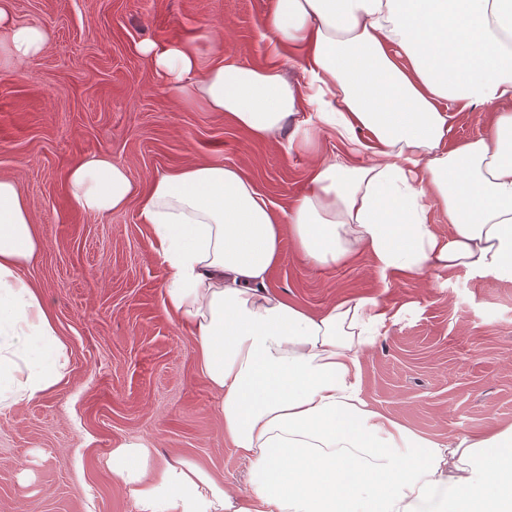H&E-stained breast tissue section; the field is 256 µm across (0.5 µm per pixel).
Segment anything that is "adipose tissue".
Here are the masks:
<instances>
[{
    "label": "adipose tissue",
    "mask_w": 512,
    "mask_h": 512,
    "mask_svg": "<svg viewBox=\"0 0 512 512\" xmlns=\"http://www.w3.org/2000/svg\"><path fill=\"white\" fill-rule=\"evenodd\" d=\"M264 37L262 65L220 45L206 63L185 42L140 52L174 98L201 101L255 138L284 132L298 152L337 136L346 161L316 156L287 216L239 168L210 161L146 189L107 155L69 171L82 212L138 202L164 305L193 327L251 491L229 493L187 460L158 462L136 440L114 443L113 478L138 512H512V425L452 446L366 401L361 356L398 314L364 298L312 313L267 287L288 239L322 266L368 254L385 280L461 267L512 279V110L497 113L492 136L455 145L448 110L512 103V0H274ZM48 44L0 0L1 48L29 59ZM290 46L303 52L297 85L281 74ZM434 205L447 232L425 221ZM38 245L25 197L0 178V410L66 372L48 305L25 276Z\"/></svg>",
    "instance_id": "obj_1"
}]
</instances>
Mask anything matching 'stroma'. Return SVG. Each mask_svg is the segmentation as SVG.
<instances>
[{
  "label": "stroma",
  "mask_w": 512,
  "mask_h": 512,
  "mask_svg": "<svg viewBox=\"0 0 512 512\" xmlns=\"http://www.w3.org/2000/svg\"><path fill=\"white\" fill-rule=\"evenodd\" d=\"M273 0H11L49 31L42 56L0 49V177L17 182L41 249L26 270L67 348L65 378L0 412V512H138L112 478L115 441L139 439L159 459L192 461L248 489L249 464L224 435L189 322L163 304L162 274L137 204L107 217L76 209L70 168L90 154L133 180L199 160L239 167L279 213L307 187L309 154L286 135L253 138L223 113L178 100L137 47L211 43L249 64L268 55ZM496 106L459 112L451 140L490 136ZM272 290L311 312L370 298L401 313L361 358L369 405L442 443L512 424V280L460 268L384 283L366 254L329 267L285 244Z\"/></svg>",
  "instance_id": "35a3bbf8"
}]
</instances>
